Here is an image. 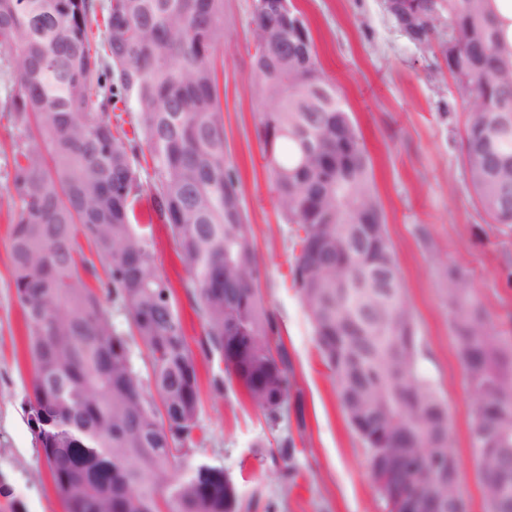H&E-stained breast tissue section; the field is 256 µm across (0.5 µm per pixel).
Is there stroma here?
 Segmentation results:
<instances>
[{
    "label": "stroma",
    "mask_w": 512,
    "mask_h": 512,
    "mask_svg": "<svg viewBox=\"0 0 512 512\" xmlns=\"http://www.w3.org/2000/svg\"><path fill=\"white\" fill-rule=\"evenodd\" d=\"M315 39L327 80L361 132L373 181L401 270L404 294L422 338L424 372L448 406L452 449L462 472L468 512H487L471 447L475 399L469 391L448 301V269L469 281L499 329L512 337V227L489 224L468 186L460 140L467 105L437 59L395 27L382 0H296ZM252 0H224V43L215 67L224 110V141L237 170L242 205L265 270L260 288L276 315L301 392L303 420L268 419L239 387L216 392L224 365L199 349L201 322L184 287L188 275L161 223H149V196L134 205L135 224L151 228L159 272L173 289L198 369L199 424L204 439L193 457L223 466L251 512H387L369 460L349 425L311 325L290 282V226L268 178L259 140L263 106L253 81ZM9 55L0 54V474L26 512H63L28 423L32 366L26 328L10 283L9 238L13 150L18 130L3 108L10 86ZM298 452L295 483L280 481L269 457L285 438Z\"/></svg>",
    "instance_id": "35a3bbf8"
}]
</instances>
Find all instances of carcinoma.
<instances>
[{"instance_id": "1", "label": "carcinoma", "mask_w": 512, "mask_h": 512, "mask_svg": "<svg viewBox=\"0 0 512 512\" xmlns=\"http://www.w3.org/2000/svg\"><path fill=\"white\" fill-rule=\"evenodd\" d=\"M439 44L466 112L462 163L490 224L512 225V56L498 49L487 0H397ZM105 16L93 38L92 16ZM253 75L263 155L292 225V288L367 451L388 512L430 493L465 512L448 406L422 370L424 347L372 188L371 161L307 21L252 3ZM224 0H0V52L19 131L10 276L28 329V419L63 512H242L220 465L191 461L200 406L196 362L154 261L135 230L139 145L112 123L133 106L153 165V211L185 264L202 352L269 419L301 404L292 361L260 291L262 269L224 143L212 56ZM470 391L471 444L488 512H512V341L466 278L442 283ZM127 329L119 330L113 315ZM146 357L147 372L135 363ZM294 439L271 451L296 480ZM8 512L25 506L0 475Z\"/></svg>"}]
</instances>
